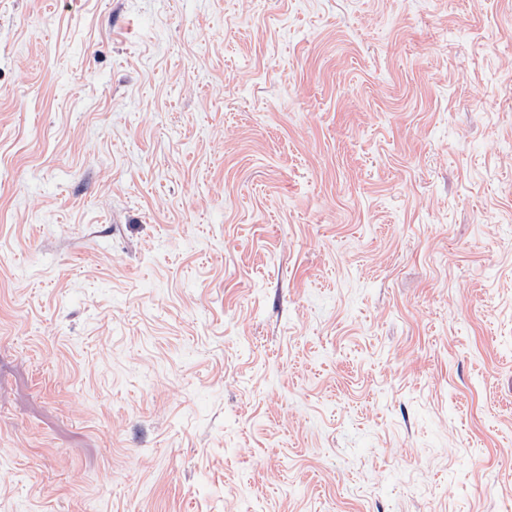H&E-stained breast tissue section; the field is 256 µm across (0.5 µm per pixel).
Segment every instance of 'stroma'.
Listing matches in <instances>:
<instances>
[{
    "label": "stroma",
    "instance_id": "35a3bbf8",
    "mask_svg": "<svg viewBox=\"0 0 512 512\" xmlns=\"http://www.w3.org/2000/svg\"><path fill=\"white\" fill-rule=\"evenodd\" d=\"M0 512H512V0H0Z\"/></svg>",
    "mask_w": 512,
    "mask_h": 512
}]
</instances>
